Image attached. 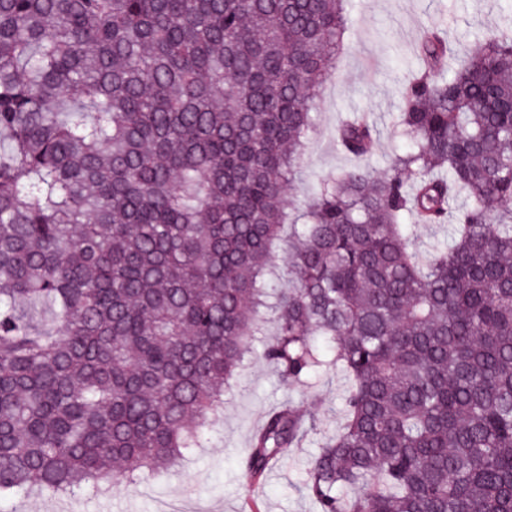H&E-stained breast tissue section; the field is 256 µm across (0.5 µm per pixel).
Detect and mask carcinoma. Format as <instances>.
I'll return each instance as SVG.
<instances>
[{
	"instance_id": "cac0c4a2",
	"label": "carcinoma",
	"mask_w": 512,
	"mask_h": 512,
	"mask_svg": "<svg viewBox=\"0 0 512 512\" xmlns=\"http://www.w3.org/2000/svg\"><path fill=\"white\" fill-rule=\"evenodd\" d=\"M345 2L0 0V505L205 447L258 342L290 387L348 380L318 512H512V29L427 35L409 149L294 214ZM419 224L449 229L424 262ZM313 430L271 412L247 479Z\"/></svg>"
}]
</instances>
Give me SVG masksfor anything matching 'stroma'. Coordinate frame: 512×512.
I'll list each match as a JSON object with an SVG mask.
<instances>
[{
  "instance_id": "35a3bbf8",
  "label": "stroma",
  "mask_w": 512,
  "mask_h": 512,
  "mask_svg": "<svg viewBox=\"0 0 512 512\" xmlns=\"http://www.w3.org/2000/svg\"><path fill=\"white\" fill-rule=\"evenodd\" d=\"M344 48L319 99V116L308 142L300 181L289 192L301 200L329 173L356 165L340 150L336 126L347 114L368 113L380 135L365 164L383 174L405 148L394 131L403 84L420 60L416 45L427 29H446L452 48L467 51L476 37L512 26V0H351ZM347 381L325 372L314 387L287 388L266 362L250 358L224 396L223 423L206 447L177 471L130 484L114 481L97 496L75 494L24 500L23 512H243L257 501L260 512H316L303 490L309 460L324 437L340 426ZM313 414L318 429L301 447L289 449L258 484L242 475L240 459L266 414L284 402Z\"/></svg>"
}]
</instances>
